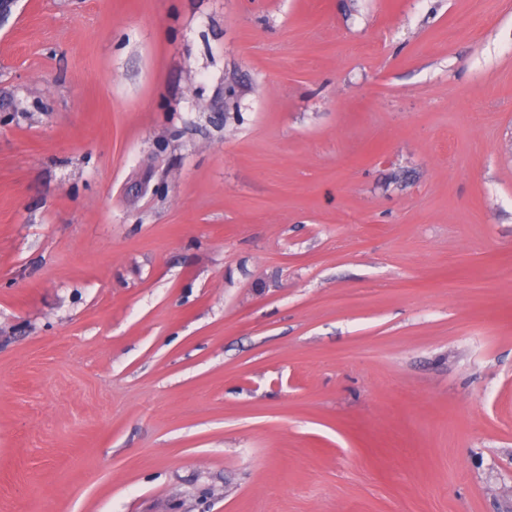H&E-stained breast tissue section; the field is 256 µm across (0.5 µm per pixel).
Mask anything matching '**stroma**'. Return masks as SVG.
<instances>
[{
	"mask_svg": "<svg viewBox=\"0 0 512 512\" xmlns=\"http://www.w3.org/2000/svg\"><path fill=\"white\" fill-rule=\"evenodd\" d=\"M0 512H512V0H19Z\"/></svg>",
	"mask_w": 512,
	"mask_h": 512,
	"instance_id": "35a3bbf8",
	"label": "stroma"
}]
</instances>
